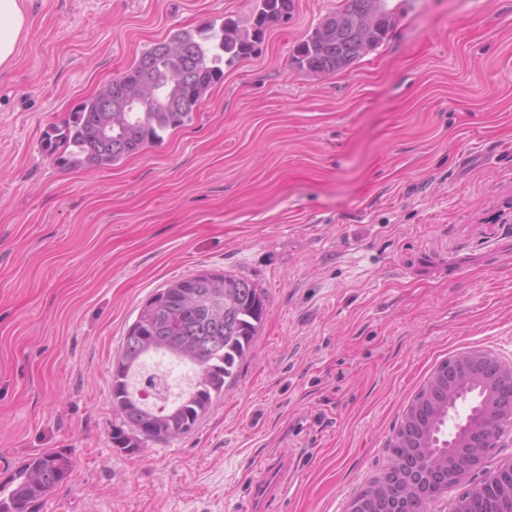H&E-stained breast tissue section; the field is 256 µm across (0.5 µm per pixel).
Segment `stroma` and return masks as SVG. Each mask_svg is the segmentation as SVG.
<instances>
[{
	"label": "stroma",
	"instance_id": "obj_1",
	"mask_svg": "<svg viewBox=\"0 0 512 512\" xmlns=\"http://www.w3.org/2000/svg\"><path fill=\"white\" fill-rule=\"evenodd\" d=\"M342 0H295L191 122L98 168L45 131L181 28L254 0H22L0 67V481L74 461L37 512H346L434 369L512 360V0H390L377 48L327 76L293 50ZM204 270L267 296L252 358L196 427L112 445V362L137 310ZM276 472V469L270 471H260L257 473L253 480V495L256 497H267V492L269 487L273 482H277L276 490L277 492H282L287 488L285 481V474L281 475L280 470ZM275 474V476H274Z\"/></svg>",
	"mask_w": 512,
	"mask_h": 512
}]
</instances>
